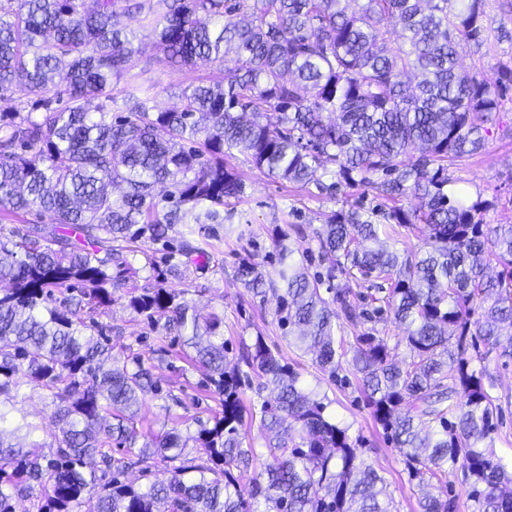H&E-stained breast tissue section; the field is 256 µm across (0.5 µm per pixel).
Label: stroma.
<instances>
[{"instance_id":"35a3bbf8","label":"stroma","mask_w":512,"mask_h":512,"mask_svg":"<svg viewBox=\"0 0 512 512\" xmlns=\"http://www.w3.org/2000/svg\"><path fill=\"white\" fill-rule=\"evenodd\" d=\"M483 24L490 39L464 46L459 62L501 95L502 107L498 121L486 134L484 150L450 167L448 176L467 202H482L484 223L512 224V82L504 77L505 71L512 69V0H487ZM233 65L234 58L229 55L213 65L172 67L164 62L152 39L145 36L124 77L113 83L112 93L118 97L127 86L151 85L158 93L160 107L172 108L178 105L182 90L209 76L226 74ZM230 163L243 171L245 188L240 199L224 208L215 249L204 264H189L183 278L165 280V287L178 291L181 301L194 307L201 318L223 315L229 356H236L242 343L263 334L283 361L300 373L304 383L325 395L327 414L348 426L351 439L383 476V495L392 499L394 512H418L416 482L399 448L375 424L358 380L343 387L331 384L312 354L288 346L277 323L275 300L259 303L236 279L237 267L244 260L273 270L274 241L283 230L291 246L304 252L310 271H319L322 259L318 243L311 237L312 228L323 224L326 214L352 208L359 209L363 218L373 223H386L388 202L360 188L344 187L332 197L312 185L274 181L253 169L240 154ZM106 322L112 328L113 354L141 357L163 390L172 391L182 400L181 406L168 411L161 397L151 393L145 396L142 411L154 432L182 428L187 419L207 420L216 411L215 402L200 399L204 371L183 361L180 341H169L167 355L158 357L157 331L123 298L113 303ZM483 366L492 377L493 393L500 406L494 448L508 458L512 456V359L492 352ZM13 402L15 410L38 425L37 439L45 447H56L59 428L44 390L28 378H20Z\"/></svg>"}]
</instances>
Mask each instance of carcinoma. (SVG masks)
Returning <instances> with one entry per match:
<instances>
[{
	"instance_id": "carcinoma-1",
	"label": "carcinoma",
	"mask_w": 512,
	"mask_h": 512,
	"mask_svg": "<svg viewBox=\"0 0 512 512\" xmlns=\"http://www.w3.org/2000/svg\"><path fill=\"white\" fill-rule=\"evenodd\" d=\"M158 2L143 17L130 0H0V96L17 77L36 96L28 109L0 112V214L51 220L0 239V396L30 379L60 430L47 453L27 441L36 425L7 430L0 408V512H14L16 497L36 512H81L87 495L95 512H390L383 478L348 427L262 335L230 367L224 319L200 322L158 283L128 306L159 327L157 351L171 335L181 341L221 411L194 431L139 443L143 398L160 387L140 357L112 356L99 317L137 274L129 256L139 245L167 248L164 280L209 256L212 225L244 192L224 161L235 150L279 181L331 195L373 189L405 233L427 227L426 250L400 253L387 225L333 211L314 231L322 271L309 273L283 231L274 271L244 260L237 280L261 303L277 299L283 338L313 353L330 381H346L345 370L359 377L375 423L418 481L420 512H457L454 496L427 490L450 463L460 464L473 512H512V471L491 437L498 398L473 367L482 347L512 357L502 332L512 324V224L483 223L481 202L466 203L448 178L484 148L499 110V94L459 64L463 44L482 39L486 0ZM394 20L400 42L389 36ZM134 21L172 66L232 53L235 68L184 90L172 109L157 106L152 86L117 99L112 81L138 52ZM492 263L500 270L488 278ZM368 276L390 283L370 310L350 286ZM388 313L405 325L392 346L376 328ZM346 324L364 328L348 346L337 341ZM401 346L403 364L392 355ZM256 421L273 437L263 473L246 484L256 459L246 427ZM96 456L104 469L85 470ZM150 460L170 477H108L134 465L147 474Z\"/></svg>"
}]
</instances>
